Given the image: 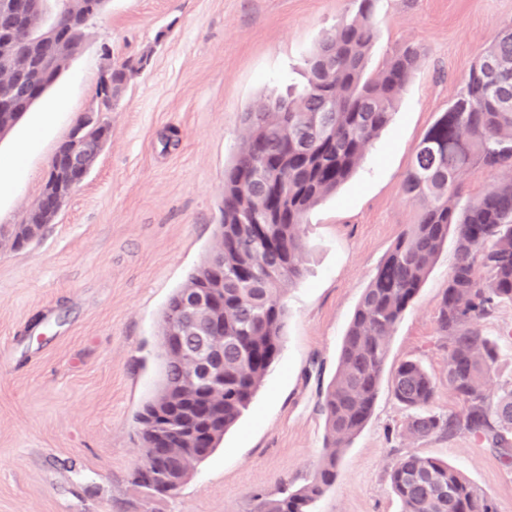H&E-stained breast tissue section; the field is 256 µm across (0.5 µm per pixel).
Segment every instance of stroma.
Here are the masks:
<instances>
[{"instance_id":"obj_1","label":"stroma","mask_w":512,"mask_h":512,"mask_svg":"<svg viewBox=\"0 0 512 512\" xmlns=\"http://www.w3.org/2000/svg\"><path fill=\"white\" fill-rule=\"evenodd\" d=\"M351 10V0H109L81 52L0 138V226H8L36 203L56 148L97 104L104 69L147 57L102 113L110 136L44 235L21 249L0 241V512H251L254 494L311 478L323 448L320 395L342 337L417 218L402 190L415 148L481 52L512 26V0H379L367 72L410 43L425 54L364 161L306 218V272L286 294L283 348L250 409L168 496L133 481L136 416L161 381L166 304L214 246L243 113L300 81L305 58ZM455 261L451 238L386 360L390 370L421 362L442 415L463 408L448 388L437 323ZM479 326L498 349L487 387L495 399L512 390V303ZM407 419L381 386L315 512H400L389 473L408 453L448 461L497 512H512V468L490 448L466 433L412 438Z\"/></svg>"}]
</instances>
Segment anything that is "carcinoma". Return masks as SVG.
I'll list each match as a JSON object with an SVG mask.
<instances>
[{
  "instance_id": "1",
  "label": "carcinoma",
  "mask_w": 512,
  "mask_h": 512,
  "mask_svg": "<svg viewBox=\"0 0 512 512\" xmlns=\"http://www.w3.org/2000/svg\"><path fill=\"white\" fill-rule=\"evenodd\" d=\"M356 11L322 39L305 60L302 91L257 104L244 114L245 134L224 174V207L216 244L187 283L170 297L161 336L168 335L169 310L193 289L211 290L221 303L224 327V386L189 380L187 358L205 325L202 312L179 332L180 348L163 349L162 380L137 415L143 457L133 480L160 494L177 490L247 411L278 359L288 319L285 295L304 274L302 225L311 209L356 171L366 151L392 119L409 76L423 55L405 45L378 72L365 73L378 39L375 0H355ZM147 58L112 64V92L100 80L99 111L116 105ZM17 95L18 112H0V134L29 111L32 90L56 78L38 60L0 57V73ZM107 125L81 124L79 141L99 147ZM479 167L512 172V27L481 53L459 98L416 147L404 180L407 200L420 205L417 222L395 241L364 289L343 336L336 373L321 395L325 437L322 460L299 487L281 486L272 497L258 494L253 512H313L336 481L339 458L369 423L384 372L388 342L413 304L436 257L456 231V262L437 313L448 342V388L464 414L446 417L431 404L436 381L417 361L391 374L394 398L411 414L406 433L414 438H451L466 432L512 466V391L492 401L487 393L497 357L495 344L477 326L492 305L512 302V178L464 208H458V179ZM44 185L21 223L8 230L15 248L39 238L61 208ZM401 512H496L491 499L456 468L437 458L407 454L389 473Z\"/></svg>"
}]
</instances>
